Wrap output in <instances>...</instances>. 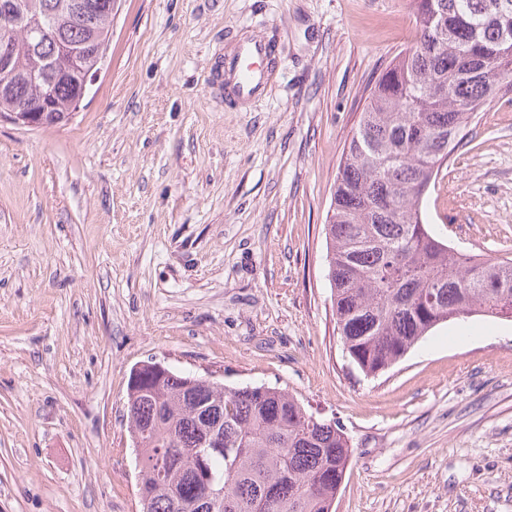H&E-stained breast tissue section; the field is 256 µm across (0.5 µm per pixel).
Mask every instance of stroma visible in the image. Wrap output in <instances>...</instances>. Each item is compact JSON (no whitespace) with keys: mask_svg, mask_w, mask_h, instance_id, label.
<instances>
[{"mask_svg":"<svg viewBox=\"0 0 512 512\" xmlns=\"http://www.w3.org/2000/svg\"><path fill=\"white\" fill-rule=\"evenodd\" d=\"M410 0H112L73 118L0 121V512H141L124 416L156 360L287 390L354 450L333 512H512V320L449 321L375 377L343 351L324 226ZM284 69L229 112L238 28ZM427 202L451 247L512 257V102Z\"/></svg>","mask_w":512,"mask_h":512,"instance_id":"1","label":"stroma"}]
</instances>
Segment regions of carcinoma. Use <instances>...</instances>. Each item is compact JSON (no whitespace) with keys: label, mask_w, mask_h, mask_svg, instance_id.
Listing matches in <instances>:
<instances>
[{"label":"carcinoma","mask_w":512,"mask_h":512,"mask_svg":"<svg viewBox=\"0 0 512 512\" xmlns=\"http://www.w3.org/2000/svg\"><path fill=\"white\" fill-rule=\"evenodd\" d=\"M73 0H0L19 11L12 88L0 113L53 94L44 125L68 121L83 82L48 89L26 79L49 72L52 38L34 41L28 23L60 29L76 46L109 44L112 19L70 25ZM417 37L379 76L336 176L325 225L328 280L343 350L365 375L397 362L439 325L459 317L512 318V258L457 262L432 232L424 202L448 159L503 92H512V0H412ZM445 88L430 91L432 82ZM138 449L142 512H330L353 450L336 424L315 417L288 392L261 385L218 390L175 371L148 378L127 396ZM224 447L202 448L204 427Z\"/></svg>","instance_id":"carcinoma-1"}]
</instances>
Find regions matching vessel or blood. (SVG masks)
I'll return each mask as SVG.
<instances>
[{
    "label": "vessel or blood",
    "instance_id": "vessel-or-blood-1",
    "mask_svg": "<svg viewBox=\"0 0 512 512\" xmlns=\"http://www.w3.org/2000/svg\"><path fill=\"white\" fill-rule=\"evenodd\" d=\"M283 70L276 35L271 31H244L224 41L220 80L224 103L250 108L263 101Z\"/></svg>",
    "mask_w": 512,
    "mask_h": 512
}]
</instances>
